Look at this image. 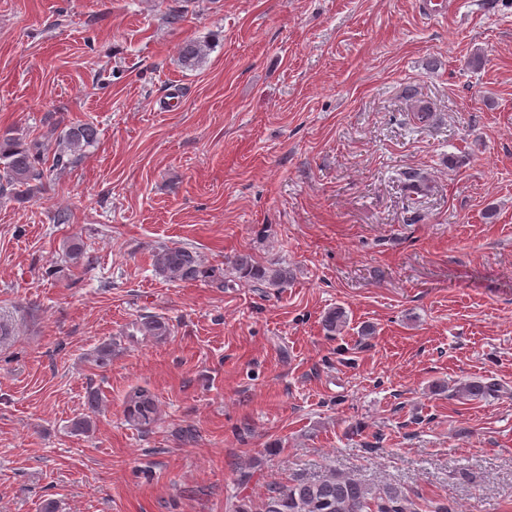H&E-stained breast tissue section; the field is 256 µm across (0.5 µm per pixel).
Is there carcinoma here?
Instances as JSON below:
<instances>
[{
	"mask_svg": "<svg viewBox=\"0 0 512 512\" xmlns=\"http://www.w3.org/2000/svg\"><path fill=\"white\" fill-rule=\"evenodd\" d=\"M207 44L198 40L186 41L180 50V59L186 67L200 65L207 56ZM98 128L92 122L69 127L62 139L47 134L29 144H22L8 136H0V195H15L30 191L47 174L62 170L73 163L72 156L97 142ZM155 272L169 282H187L206 279L212 271L205 268L199 253L187 247H162L152 254ZM233 270L239 277L263 286L283 288L288 285L291 272L285 266L264 267L249 256L234 259ZM347 322L341 307L328 310L322 319L326 334L333 335ZM143 336L161 339L169 334L167 322L147 317L135 324ZM495 383L470 380L460 387L464 397L478 398L497 392ZM123 414L127 422L149 431L157 421L158 403L155 395L144 387L132 389L125 398ZM263 512H418L413 502L400 488L386 484L372 488L349 475L331 472L316 477H296L270 490Z\"/></svg>",
	"mask_w": 512,
	"mask_h": 512,
	"instance_id": "carcinoma-1",
	"label": "carcinoma"
}]
</instances>
